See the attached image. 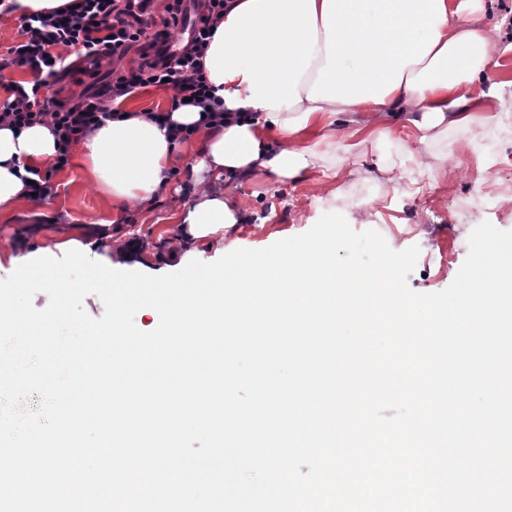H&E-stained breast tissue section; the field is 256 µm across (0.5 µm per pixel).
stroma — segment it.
<instances>
[{"instance_id":"1","label":"stroma","mask_w":512,"mask_h":512,"mask_svg":"<svg viewBox=\"0 0 512 512\" xmlns=\"http://www.w3.org/2000/svg\"><path fill=\"white\" fill-rule=\"evenodd\" d=\"M367 142L354 147L344 128L336 130L337 171L315 169L297 179L278 181L262 175L237 190L249 220L234 232L215 238L204 249L212 262L238 249H261L308 231L328 212L342 214L357 232L378 231L394 250L418 246L420 256L408 278L411 289L434 293L447 288L468 253V237L488 221L512 230V119L497 112L477 113L464 132L468 147L448 139L434 146L430 170L421 172L398 145L414 131L405 120H373ZM386 158L392 172L378 173ZM190 201L189 191H166L151 206L127 204L115 212L100 193L79 154L52 177V191L40 202L27 201L0 211V253L17 245L35 250L39 239L22 240L30 224L46 225L50 237L66 235L74 224L119 221L121 235L137 252L168 249L177 233L175 216Z\"/></svg>"}]
</instances>
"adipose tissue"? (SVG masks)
Segmentation results:
<instances>
[{"label":"adipose tissue","mask_w":512,"mask_h":512,"mask_svg":"<svg viewBox=\"0 0 512 512\" xmlns=\"http://www.w3.org/2000/svg\"><path fill=\"white\" fill-rule=\"evenodd\" d=\"M475 0H228L202 58L203 72L224 110L236 122L199 128L201 148L190 167L194 200L178 217L179 245H191L244 223L248 212L233 195L234 179L259 173L293 178L335 167L336 142L327 127L336 121L396 113L418 132L406 151L419 170L429 169L434 144L466 129L477 112L507 111L500 85L488 72L505 32L474 15ZM169 126L132 111L82 138L80 154L96 187L117 208L151 204L172 182L179 148L173 128L197 126L198 108L169 114ZM57 155L49 124L13 130L0 124V211L27 199L28 182ZM77 236L57 239L38 252H13L12 268L32 270L62 254L76 261L110 245L108 224H81ZM300 264L281 262L264 270L240 260L206 271L190 288L156 291L127 280L110 296L112 307L142 303L178 314L197 308L200 294L210 306L234 290L277 287L286 310L320 311L321 325H335L339 310L327 286L346 280V269L308 251ZM305 282L314 293L298 301L291 290Z\"/></svg>","instance_id":"obj_1"}]
</instances>
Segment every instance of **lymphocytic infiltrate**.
<instances>
[{"instance_id": "lymphocytic-infiltrate-1", "label": "lymphocytic infiltrate", "mask_w": 512, "mask_h": 512, "mask_svg": "<svg viewBox=\"0 0 512 512\" xmlns=\"http://www.w3.org/2000/svg\"><path fill=\"white\" fill-rule=\"evenodd\" d=\"M162 11H155V3ZM226 0H80L22 17L23 39L0 53V75L28 69L31 85L5 83L0 123L18 128L50 122L58 140L51 171L65 168L70 149L105 121H120L117 106L135 90L149 86L172 90V108H201L211 123H223L200 60L224 17ZM137 59L122 66L130 50ZM79 73L89 79L79 95L66 99L41 96L49 80Z\"/></svg>"}]
</instances>
